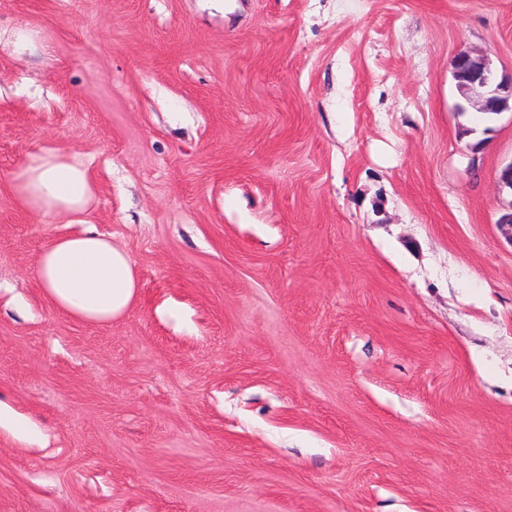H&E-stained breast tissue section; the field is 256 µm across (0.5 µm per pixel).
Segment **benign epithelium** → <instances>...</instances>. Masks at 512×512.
<instances>
[{
	"instance_id": "7a95c632",
	"label": "benign epithelium",
	"mask_w": 512,
	"mask_h": 512,
	"mask_svg": "<svg viewBox=\"0 0 512 512\" xmlns=\"http://www.w3.org/2000/svg\"><path fill=\"white\" fill-rule=\"evenodd\" d=\"M454 78L462 98L480 112L512 110V78L497 79L486 55L459 53L454 60Z\"/></svg>"
}]
</instances>
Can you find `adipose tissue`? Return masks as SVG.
I'll list each match as a JSON object with an SVG mask.
<instances>
[{"label":"adipose tissue","mask_w":512,"mask_h":512,"mask_svg":"<svg viewBox=\"0 0 512 512\" xmlns=\"http://www.w3.org/2000/svg\"><path fill=\"white\" fill-rule=\"evenodd\" d=\"M9 188L28 211L71 223L81 222L96 198L87 164L52 149L31 155ZM36 275L55 309L89 323L110 324L138 295L130 254L93 230L53 240L37 259Z\"/></svg>","instance_id":"adipose-tissue-1"}]
</instances>
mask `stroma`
Wrapping results in <instances>:
<instances>
[{
	"mask_svg": "<svg viewBox=\"0 0 512 512\" xmlns=\"http://www.w3.org/2000/svg\"><path fill=\"white\" fill-rule=\"evenodd\" d=\"M463 51L512 74V0H0V512H512V112H457ZM44 149L85 224L12 197ZM88 225L106 326L35 273ZM12 195L28 211L72 223L82 218L96 198L87 164L75 155L48 149L31 155L29 162L13 173ZM36 275L55 309L89 323L112 324L138 295L130 254L94 230L53 240L38 256Z\"/></svg>",
	"mask_w": 512,
	"mask_h": 512,
	"instance_id": "35a3bbf8",
	"label": "stroma"
}]
</instances>
